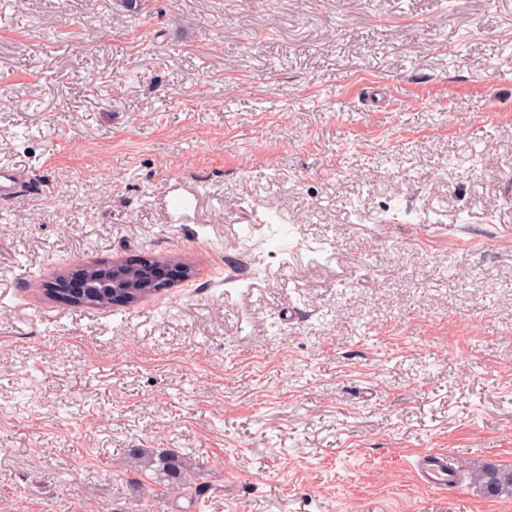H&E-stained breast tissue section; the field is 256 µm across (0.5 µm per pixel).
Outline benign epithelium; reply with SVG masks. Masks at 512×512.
Instances as JSON below:
<instances>
[{"instance_id":"7a95c632","label":"benign epithelium","mask_w":512,"mask_h":512,"mask_svg":"<svg viewBox=\"0 0 512 512\" xmlns=\"http://www.w3.org/2000/svg\"><path fill=\"white\" fill-rule=\"evenodd\" d=\"M141 265L150 271L147 282L135 283L123 278L120 271L126 262L112 261V265H80L74 271L59 277L51 285V290L62 288L70 296L69 303L77 306L86 299L109 296L130 305L146 296L160 293L193 276L191 268L178 260L152 258L140 260Z\"/></svg>"}]
</instances>
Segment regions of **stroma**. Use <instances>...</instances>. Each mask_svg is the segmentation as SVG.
<instances>
[{
	"mask_svg": "<svg viewBox=\"0 0 512 512\" xmlns=\"http://www.w3.org/2000/svg\"><path fill=\"white\" fill-rule=\"evenodd\" d=\"M1 164L0 512H512V0H0ZM140 263L146 270L150 269L148 282L135 283L124 279L119 271L125 268L126 261L113 260L111 266L80 265L74 271L60 276L50 290L55 294L57 288H64L71 298L68 301L60 298L77 306L85 304L86 298L96 299L103 296L125 301L124 305H130L146 296L173 288L193 276L187 264L175 259L144 258L140 259ZM73 278L80 281L77 291L70 288ZM134 455H136L134 463H139L137 466L141 468L140 471L142 473L147 470L154 471L156 482L163 485L166 490L178 486L182 481L184 470L190 468L189 463L170 450L156 453L147 449H134ZM418 482L432 490H442L453 480L454 470L448 467V453L426 451L414 464ZM468 475L485 495H512V469H502L492 463H477Z\"/></svg>",
	"mask_w": 512,
	"mask_h": 512,
	"instance_id": "1",
	"label": "stroma"
}]
</instances>
